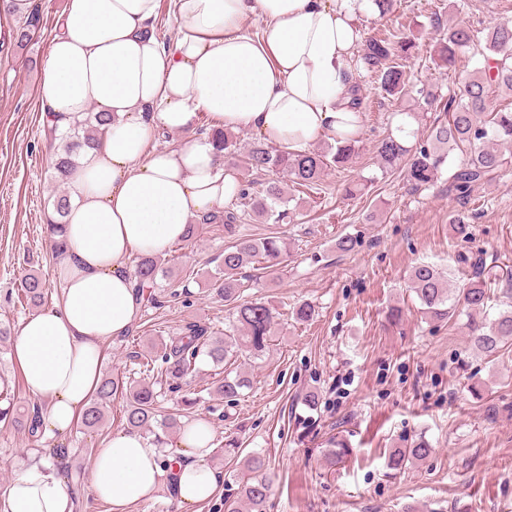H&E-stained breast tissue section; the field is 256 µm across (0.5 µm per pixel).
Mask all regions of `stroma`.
Returning <instances> with one entry per match:
<instances>
[{
    "label": "stroma",
    "mask_w": 512,
    "mask_h": 512,
    "mask_svg": "<svg viewBox=\"0 0 512 512\" xmlns=\"http://www.w3.org/2000/svg\"><path fill=\"white\" fill-rule=\"evenodd\" d=\"M65 2L38 0L43 23L27 49L0 47V326L15 334L33 314L20 300L29 272H41L52 297L60 295L48 224L62 185L40 120L38 82ZM436 13L481 31L512 21V0H397L392 15L364 14L358 23L368 33L410 29L417 38L406 67L410 83L443 104L480 59L462 54L452 71L434 63ZM366 94L360 148L348 168L327 170L313 189L284 182L291 223L254 218L241 226L258 237L275 233L286 249L279 273L249 291L276 308L278 325L237 406L211 400L199 411L215 446L232 437L244 453L266 456L273 476L267 512H512V353L488 361L460 326L422 319L407 287L412 266L428 262L456 288L472 280L512 288V147L504 150L507 167L467 195L452 189L450 166L433 184L411 189L404 171H382L375 146L402 112L418 113L422 138L437 113L413 96ZM347 180L362 183L361 192L343 195ZM456 213L468 216V237L454 232ZM345 235L357 240L353 252L336 248ZM223 249V227L210 225L196 242L166 252L162 307L142 309L125 336L105 344L103 372L149 382L136 354L191 324L223 329L231 310L207 289ZM303 302L315 312L298 322L292 310ZM394 307L404 309L402 322L389 321ZM312 391L320 395L314 410L305 404ZM124 410L116 398L101 431L76 428L56 442L58 466L76 493L74 512H112L91 496L89 483L93 450L124 429ZM333 435L349 453L329 468L323 455ZM421 438L433 455L392 473L390 451ZM47 445L0 423V493L19 462L43 458Z\"/></svg>",
    "instance_id": "obj_1"
}]
</instances>
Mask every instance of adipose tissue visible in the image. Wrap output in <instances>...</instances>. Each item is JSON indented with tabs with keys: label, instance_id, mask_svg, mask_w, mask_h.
I'll return each mask as SVG.
<instances>
[{
	"label": "adipose tissue",
	"instance_id": "adipose-tissue-1",
	"mask_svg": "<svg viewBox=\"0 0 512 512\" xmlns=\"http://www.w3.org/2000/svg\"><path fill=\"white\" fill-rule=\"evenodd\" d=\"M175 35L154 32L159 0H67L47 46L41 117L66 132L88 110L112 123L80 151L68 178L65 246L52 309L28 318L14 357L45 433L66 435L91 403L103 345L125 335L142 298L128 262L159 255L189 224L234 197L238 183L211 136L157 147L165 132L248 131L291 152L361 127L346 89L372 0H170ZM261 24L252 33L249 22ZM208 423L184 427L178 449L137 432L112 433L96 449L90 491L112 512L168 492L181 507L211 499ZM0 512H73L56 468L25 466L0 495Z\"/></svg>",
	"mask_w": 512,
	"mask_h": 512
}]
</instances>
